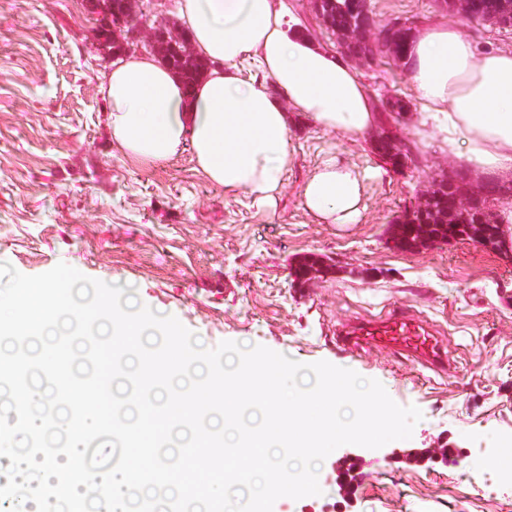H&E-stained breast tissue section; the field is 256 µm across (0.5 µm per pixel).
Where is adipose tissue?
I'll use <instances>...</instances> for the list:
<instances>
[{
	"mask_svg": "<svg viewBox=\"0 0 512 512\" xmlns=\"http://www.w3.org/2000/svg\"><path fill=\"white\" fill-rule=\"evenodd\" d=\"M179 14L196 51L218 66L189 90L152 56L113 62L103 92L112 138L131 162L155 165L191 149L211 183L271 210L293 164L289 111L352 142L376 124L355 70L299 34L288 9H274L271 0H179ZM406 61L422 129L473 174L512 171V51L478 49L459 27L435 25L411 40ZM374 175L326 156L301 185L306 214L321 224L356 223ZM30 422L66 436L73 449L102 429L95 417L79 426L63 414ZM16 446L14 436L0 432V477L37 474L18 512H52L40 490L63 461L22 457ZM100 480L106 490L98 512H135L144 488L124 467Z\"/></svg>",
	"mask_w": 512,
	"mask_h": 512,
	"instance_id": "obj_1",
	"label": "adipose tissue"
}]
</instances>
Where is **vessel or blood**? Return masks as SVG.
Instances as JSON below:
<instances>
[{"mask_svg": "<svg viewBox=\"0 0 512 512\" xmlns=\"http://www.w3.org/2000/svg\"><path fill=\"white\" fill-rule=\"evenodd\" d=\"M337 339L346 346L378 347L430 370L445 369L448 362L444 344L434 329L403 310L343 326Z\"/></svg>", "mask_w": 512, "mask_h": 512, "instance_id": "obj_1", "label": "vessel or blood"}]
</instances>
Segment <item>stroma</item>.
I'll use <instances>...</instances> for the list:
<instances>
[{"label":"stroma","mask_w":512,"mask_h":512,"mask_svg":"<svg viewBox=\"0 0 512 512\" xmlns=\"http://www.w3.org/2000/svg\"><path fill=\"white\" fill-rule=\"evenodd\" d=\"M384 22L461 25L480 47L512 49V28L459 20L438 0H371ZM85 0H0V261L25 275L57 263L114 284L175 316L202 346L262 345L326 361L379 381L423 414L410 438L355 449L361 475L350 499L279 498L272 512H512L501 497L468 496L486 460L512 436V257L469 241L422 251L391 247V226L435 183L481 187L419 130L404 71L376 61L357 71L374 101L394 91L409 105L395 125L412 151L404 170L371 140L349 142L305 118L290 126L293 165L276 212L209 182L191 150L158 166L131 163L112 143L101 91L112 58L96 48ZM377 167L354 224L306 215L301 185L325 152ZM309 256L334 267L311 285L294 269ZM400 308L426 320L448 351L434 373L377 348L337 345L341 325ZM460 448L458 464L412 461L409 451Z\"/></svg>","instance_id":"stroma-1"}]
</instances>
